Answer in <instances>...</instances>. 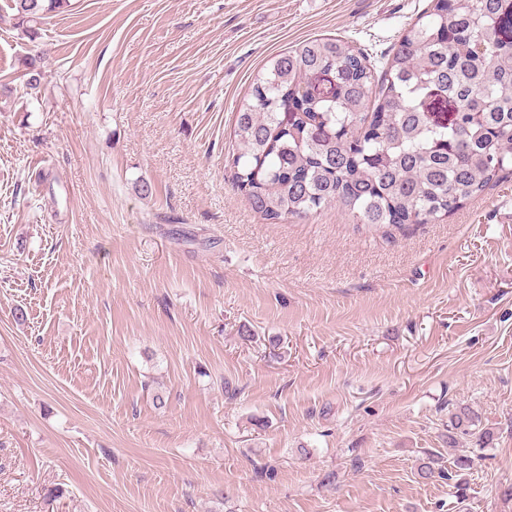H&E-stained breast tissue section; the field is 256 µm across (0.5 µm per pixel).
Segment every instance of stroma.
<instances>
[{
  "label": "stroma",
  "instance_id": "35a3bbf8",
  "mask_svg": "<svg viewBox=\"0 0 512 512\" xmlns=\"http://www.w3.org/2000/svg\"><path fill=\"white\" fill-rule=\"evenodd\" d=\"M73 3L32 42L0 0V512H512V173L398 228L267 223L228 165L270 57L431 0ZM481 419L476 411L468 405H460L448 416L446 424V443L456 447L458 437L473 436L477 438L480 448H486L493 441L494 433L489 428H480Z\"/></svg>",
  "mask_w": 512,
  "mask_h": 512
}]
</instances>
